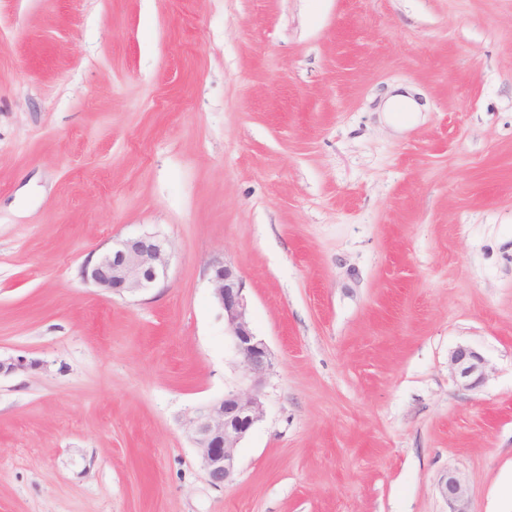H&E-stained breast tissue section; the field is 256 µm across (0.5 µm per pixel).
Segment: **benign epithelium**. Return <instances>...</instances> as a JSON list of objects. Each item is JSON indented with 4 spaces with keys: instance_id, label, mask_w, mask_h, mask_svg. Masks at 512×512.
<instances>
[{
    "instance_id": "obj_1",
    "label": "benign epithelium",
    "mask_w": 512,
    "mask_h": 512,
    "mask_svg": "<svg viewBox=\"0 0 512 512\" xmlns=\"http://www.w3.org/2000/svg\"><path fill=\"white\" fill-rule=\"evenodd\" d=\"M170 252L166 238L144 232L87 260L82 274L101 290L139 295L167 281ZM210 283L214 301L224 316V335L229 337L239 365L251 378L249 388L225 391L224 397L193 409L185 421L209 482L221 487L234 481L239 444L263 418L261 388L273 362L266 342L252 327L238 272L223 261H215ZM449 363L453 375L466 389L486 379L485 359L469 346H457ZM440 492L448 502L449 512H471L469 488L457 472L450 470L443 476Z\"/></svg>"
}]
</instances>
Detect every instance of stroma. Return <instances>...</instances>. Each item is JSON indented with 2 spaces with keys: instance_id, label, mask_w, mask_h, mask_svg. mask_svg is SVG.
Returning <instances> with one entry per match:
<instances>
[{
  "instance_id": "stroma-1",
  "label": "stroma",
  "mask_w": 512,
  "mask_h": 512,
  "mask_svg": "<svg viewBox=\"0 0 512 512\" xmlns=\"http://www.w3.org/2000/svg\"><path fill=\"white\" fill-rule=\"evenodd\" d=\"M144 232L163 287L84 281ZM216 257L274 363L221 487ZM0 358V512H512V0H0ZM449 363L453 375L466 389L476 387L486 379L485 359L469 346H457L450 354ZM440 492L448 502V512H471L469 488L455 471H448L440 483Z\"/></svg>"
}]
</instances>
